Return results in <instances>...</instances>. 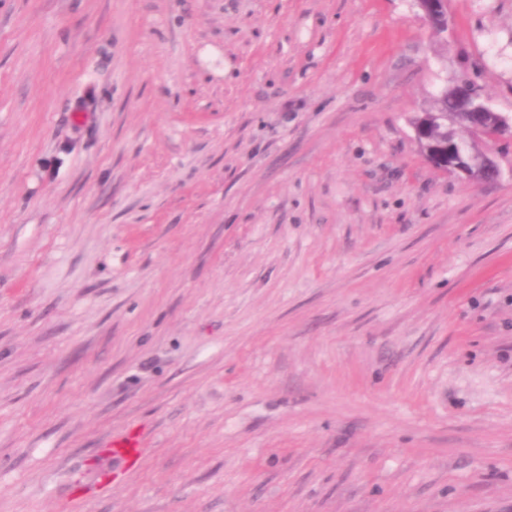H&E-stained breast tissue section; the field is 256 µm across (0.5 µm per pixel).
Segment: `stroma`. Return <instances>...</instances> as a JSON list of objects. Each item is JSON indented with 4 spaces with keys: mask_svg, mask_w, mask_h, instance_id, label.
Wrapping results in <instances>:
<instances>
[{
    "mask_svg": "<svg viewBox=\"0 0 512 512\" xmlns=\"http://www.w3.org/2000/svg\"><path fill=\"white\" fill-rule=\"evenodd\" d=\"M448 13L0 0V512H512V138L409 124L512 114V0ZM456 77L443 89L441 95L434 98L431 106L415 115L410 123L420 127L422 142H433L444 137L447 134L446 128L448 129V138H452L454 142L465 141L462 144L447 143L448 172L470 179L498 182L502 177L500 164L496 157L484 148V145L489 141L510 138L512 115L495 111L488 101L481 99L485 97L482 87L476 80L475 72L463 75L459 81H455ZM457 81L458 90L453 98L454 86ZM477 87V93L481 98L473 91ZM453 102H455V107L452 110ZM435 110L438 111L434 112ZM428 112L432 113L434 124L439 126L429 122ZM448 125L466 127L472 138L470 141H466L465 138L458 137L455 132L456 128L448 127ZM487 127H491L495 132L489 133L486 130Z\"/></svg>",
    "mask_w": 512,
    "mask_h": 512,
    "instance_id": "obj_1",
    "label": "stroma"
}]
</instances>
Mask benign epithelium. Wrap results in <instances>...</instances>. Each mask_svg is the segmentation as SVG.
<instances>
[{"label": "benign epithelium", "instance_id": "benign-epithelium-1", "mask_svg": "<svg viewBox=\"0 0 512 512\" xmlns=\"http://www.w3.org/2000/svg\"><path fill=\"white\" fill-rule=\"evenodd\" d=\"M424 19H445L448 0H413ZM477 74H466L458 81L450 112L432 113L434 124L461 125L471 133V139L461 144L447 145L448 172L470 179L497 182L502 170L496 157L484 148L485 143L512 136V115L494 110L490 103L475 94Z\"/></svg>", "mask_w": 512, "mask_h": 512}]
</instances>
